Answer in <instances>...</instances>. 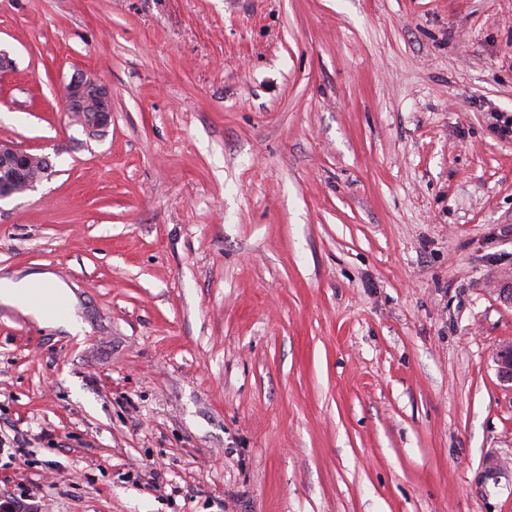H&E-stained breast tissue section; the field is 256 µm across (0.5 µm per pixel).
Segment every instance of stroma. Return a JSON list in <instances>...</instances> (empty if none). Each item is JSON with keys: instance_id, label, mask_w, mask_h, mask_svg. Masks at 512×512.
I'll use <instances>...</instances> for the list:
<instances>
[{"instance_id": "obj_1", "label": "stroma", "mask_w": 512, "mask_h": 512, "mask_svg": "<svg viewBox=\"0 0 512 512\" xmlns=\"http://www.w3.org/2000/svg\"><path fill=\"white\" fill-rule=\"evenodd\" d=\"M0 499L512 512V0H0ZM96 74L88 134L62 89ZM62 101L65 112H72L92 135L111 123L112 95L95 75L81 72L72 77L63 87ZM0 164L8 168L12 182L3 187L0 184V200L16 192L17 187L24 191L35 187L36 183L48 175L50 166L45 156L33 154L12 144L0 141ZM67 293V287L60 282L35 287L27 280L0 279V302L18 307L47 326L76 324L69 310Z\"/></svg>"}]
</instances>
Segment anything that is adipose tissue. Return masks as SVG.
Listing matches in <instances>:
<instances>
[{
	"mask_svg": "<svg viewBox=\"0 0 512 512\" xmlns=\"http://www.w3.org/2000/svg\"><path fill=\"white\" fill-rule=\"evenodd\" d=\"M0 302L18 307L48 326L76 323L69 310L67 288L59 282L36 286L27 280L0 279Z\"/></svg>",
	"mask_w": 512,
	"mask_h": 512,
	"instance_id": "ef3b65f1",
	"label": "adipose tissue"
}]
</instances>
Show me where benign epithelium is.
Segmentation results:
<instances>
[{"label":"benign epithelium","instance_id":"obj_1","mask_svg":"<svg viewBox=\"0 0 512 512\" xmlns=\"http://www.w3.org/2000/svg\"><path fill=\"white\" fill-rule=\"evenodd\" d=\"M64 110L72 113L91 134L110 125L112 120V95L108 87L96 76L82 72L63 86ZM0 164L8 168L12 182L0 185V200L7 198L21 187L27 191L48 175L50 166L46 157L27 152L12 144L0 141ZM498 377L512 383V345L501 347L495 355Z\"/></svg>","mask_w":512,"mask_h":512}]
</instances>
